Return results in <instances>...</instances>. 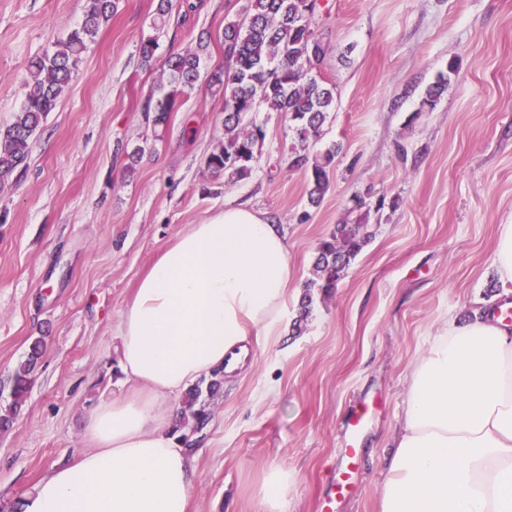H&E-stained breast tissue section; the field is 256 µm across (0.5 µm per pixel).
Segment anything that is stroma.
Wrapping results in <instances>:
<instances>
[{
	"label": "stroma",
	"instance_id": "obj_1",
	"mask_svg": "<svg viewBox=\"0 0 512 512\" xmlns=\"http://www.w3.org/2000/svg\"><path fill=\"white\" fill-rule=\"evenodd\" d=\"M157 0H119L35 139L21 178L0 186V386L42 338L44 356L11 430L0 431V502L31 492L86 449L85 414L126 387L117 325L138 279L191 225L246 204L284 225L291 279L286 329L254 346L256 365L225 380L196 433L189 512H269L266 475L289 474L279 512H317L343 470V424L361 403L354 495L336 512H377L381 458L393 447L409 364L446 318L501 303L492 264L512 224V0H322L312 27L336 86L324 143L342 146L318 206L291 167L287 117L257 112L267 136L251 175H213L224 138V26L246 0H178L160 54L195 52L202 79L166 127L142 103L162 78L140 40ZM85 0H0V129L25 97L30 59L82 20ZM455 67L434 109L422 101ZM143 148L134 169L118 145ZM366 197L372 236L330 293L305 290L316 248ZM397 207L377 208L379 198ZM310 305H303L304 296Z\"/></svg>",
	"mask_w": 512,
	"mask_h": 512
}]
</instances>
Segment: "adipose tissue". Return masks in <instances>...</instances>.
I'll return each mask as SVG.
<instances>
[{
  "label": "adipose tissue",
  "instance_id": "obj_1",
  "mask_svg": "<svg viewBox=\"0 0 512 512\" xmlns=\"http://www.w3.org/2000/svg\"><path fill=\"white\" fill-rule=\"evenodd\" d=\"M288 237L243 205L178 235L140 278L119 326L131 395L86 414L90 445L53 467L23 512H187L192 458L174 403L223 371L252 369L251 336L276 335L290 282ZM379 512H512V328L496 309L444 319L408 367Z\"/></svg>",
  "mask_w": 512,
  "mask_h": 512
}]
</instances>
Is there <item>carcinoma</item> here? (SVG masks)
Returning a JSON list of instances; mask_svg holds the SVG:
<instances>
[{"mask_svg": "<svg viewBox=\"0 0 512 512\" xmlns=\"http://www.w3.org/2000/svg\"><path fill=\"white\" fill-rule=\"evenodd\" d=\"M116 8V0H86L82 22L54 50L32 59L26 79L27 92L12 122L0 130V185L19 176L27 167L31 144L49 113L57 108L64 88L71 82L87 42ZM318 5L312 0H247L245 17L224 26L226 65L211 74L210 83L223 92L224 141L207 157V166L230 180L251 173V164L261 150L266 131L253 113L259 109L288 116L294 144L291 167L306 169L308 200L312 206L322 201L328 189L327 168L341 150L331 143L313 151L322 126L335 108V87L322 80L316 69L325 57V48L312 29ZM173 10V0H158L153 27L163 28ZM158 37L141 41L144 64L156 60ZM455 72L440 74L424 98L432 108L446 90ZM200 78V56L170 53L163 62V79L143 102L145 116L156 126L166 123L181 94L194 89ZM371 237L361 219L336 225L317 248L316 278L306 287L324 292L336 287L352 259ZM43 342L34 340L24 361L10 376L7 390H0V430L9 429L26 404ZM224 380L220 372L190 388L182 399L186 417L178 429L191 446L190 435L204 428L210 418L207 400Z\"/></svg>", "mask_w": 512, "mask_h": 512, "instance_id": "cac0c4a2", "label": "carcinoma"}]
</instances>
